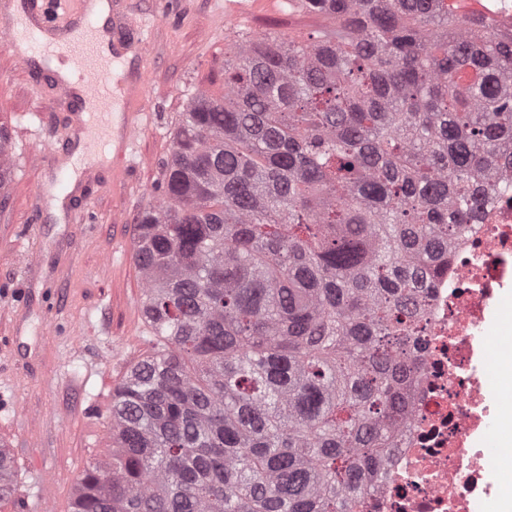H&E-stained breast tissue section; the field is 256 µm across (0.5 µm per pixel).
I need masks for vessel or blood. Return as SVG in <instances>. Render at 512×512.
<instances>
[{
  "instance_id": "b4317fda",
  "label": "vessel or blood",
  "mask_w": 512,
  "mask_h": 512,
  "mask_svg": "<svg viewBox=\"0 0 512 512\" xmlns=\"http://www.w3.org/2000/svg\"><path fill=\"white\" fill-rule=\"evenodd\" d=\"M22 9L29 30L42 40L41 57L59 56L72 61L73 68L65 80H58L51 67L23 53L12 57L16 66L33 82L51 81L58 103L81 117L88 103L106 102L122 105L121 122L112 131V187L115 191L114 215L123 212L121 188L130 171L126 156L138 127L137 101L145 88L143 73L126 59L128 42L146 48L149 38L144 32L130 34L124 16L110 8L105 19H95L88 9V0H0V39L14 42L16 27L11 19L15 9ZM108 38L112 55L99 60L93 55L94 45Z\"/></svg>"
}]
</instances>
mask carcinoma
Segmentation results:
<instances>
[{
  "instance_id": "carcinoma-1",
  "label": "carcinoma",
  "mask_w": 512,
  "mask_h": 512,
  "mask_svg": "<svg viewBox=\"0 0 512 512\" xmlns=\"http://www.w3.org/2000/svg\"><path fill=\"white\" fill-rule=\"evenodd\" d=\"M303 6L330 25L241 38L181 114L134 244L150 352L71 512H354L396 447L428 288L512 192V39L444 0Z\"/></svg>"
}]
</instances>
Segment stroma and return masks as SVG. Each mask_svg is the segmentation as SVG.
Instances as JSON below:
<instances>
[{
    "mask_svg": "<svg viewBox=\"0 0 512 512\" xmlns=\"http://www.w3.org/2000/svg\"><path fill=\"white\" fill-rule=\"evenodd\" d=\"M132 24L150 20V47L134 54L147 78L120 223L112 221V166L91 163L78 176L87 202L64 204L55 218L38 183H52L73 156L70 114L50 106V85L30 83L0 47V124L9 143L12 180L0 193V306L17 329L0 324V442L12 450L20 481L0 512H70L74 481L87 463L112 453V394L129 366L146 354L142 283L133 261L137 224L160 193L162 163L188 99L224 91V53L239 35L300 38L326 24L288 0H124ZM62 143L57 169L34 161L48 141ZM95 214V222L79 215ZM39 253L35 274L19 269Z\"/></svg>",
    "mask_w": 512,
    "mask_h": 512,
    "instance_id": "35a3bbf8",
    "label": "stroma"
}]
</instances>
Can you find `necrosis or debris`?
<instances>
[{"mask_svg": "<svg viewBox=\"0 0 512 512\" xmlns=\"http://www.w3.org/2000/svg\"><path fill=\"white\" fill-rule=\"evenodd\" d=\"M512 291V195L489 199L429 290L420 375L398 446L355 512H512V343L497 323Z\"/></svg>", "mask_w": 512, "mask_h": 512, "instance_id": "1", "label": "necrosis or debris"}]
</instances>
